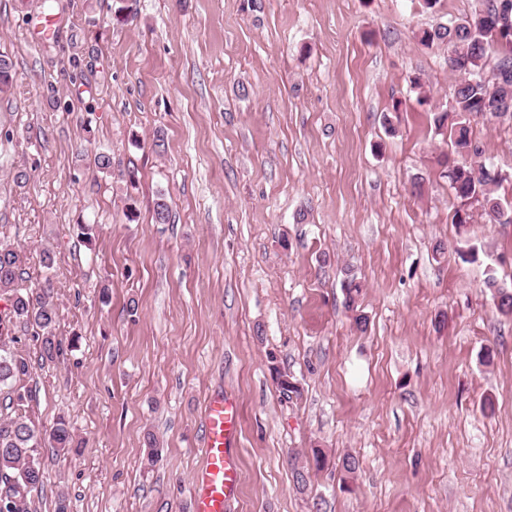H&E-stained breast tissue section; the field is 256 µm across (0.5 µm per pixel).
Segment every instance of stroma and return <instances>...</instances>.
Instances as JSON below:
<instances>
[{"instance_id": "1", "label": "stroma", "mask_w": 512, "mask_h": 512, "mask_svg": "<svg viewBox=\"0 0 512 512\" xmlns=\"http://www.w3.org/2000/svg\"><path fill=\"white\" fill-rule=\"evenodd\" d=\"M476 4L0 0V241L75 342L45 362L17 331L31 369L0 387V419L63 418L77 444L38 449L33 512H189L218 392L240 411L230 512H512V319L485 286L512 288V223H453L432 115L455 77L416 39ZM470 126L511 211L512 120ZM318 452L298 490L291 456ZM343 292V303L347 310L356 312L353 316L354 324L357 329L363 330L367 324V318L358 313V298L361 294V288L354 276H347L341 284Z\"/></svg>"}]
</instances>
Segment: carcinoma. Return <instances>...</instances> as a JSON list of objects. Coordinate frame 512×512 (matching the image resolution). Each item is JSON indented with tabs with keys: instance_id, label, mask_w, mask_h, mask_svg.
I'll use <instances>...</instances> for the list:
<instances>
[{
	"instance_id": "cac0c4a2",
	"label": "carcinoma",
	"mask_w": 512,
	"mask_h": 512,
	"mask_svg": "<svg viewBox=\"0 0 512 512\" xmlns=\"http://www.w3.org/2000/svg\"><path fill=\"white\" fill-rule=\"evenodd\" d=\"M450 30L437 26L418 34L419 44L427 49L446 45L448 66L456 76L450 109L434 115L435 128L440 130L451 122L452 147L456 158L446 160V176L460 207L454 218L458 224H467L472 210L479 209L495 221L504 216L493 186L500 182L493 164L482 159L483 150L471 136L470 118L488 120L500 117L495 99L487 96L480 72L485 70L490 51L497 53L495 69L512 68V34L501 35L477 21L476 14L458 21ZM23 256L12 244L0 242V292L9 295L10 307L6 316H0V386L29 373L30 364L10 350L16 341L14 327L23 325L32 329L40 339L41 358L55 361L64 358L69 349L63 340L52 332L56 312L50 304L51 282L34 292L22 293L17 282L23 274ZM343 303L354 312L357 329L366 327L367 318L358 312L361 288L356 278L346 277L341 284ZM498 311L512 316V291L501 287L490 277L486 281ZM58 453H66L72 446L73 434L68 424L61 420L48 433L41 434L24 419L0 420V512H30L29 494L43 483V469L34 449L42 443Z\"/></svg>"
}]
</instances>
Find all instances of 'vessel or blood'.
I'll return each instance as SVG.
<instances>
[{
  "label": "vessel or blood",
  "instance_id": "1",
  "mask_svg": "<svg viewBox=\"0 0 512 512\" xmlns=\"http://www.w3.org/2000/svg\"><path fill=\"white\" fill-rule=\"evenodd\" d=\"M204 423L202 461L193 476V512H224L239 487L233 453L238 438L237 402L220 393L211 395L204 406Z\"/></svg>",
  "mask_w": 512,
  "mask_h": 512
}]
</instances>
